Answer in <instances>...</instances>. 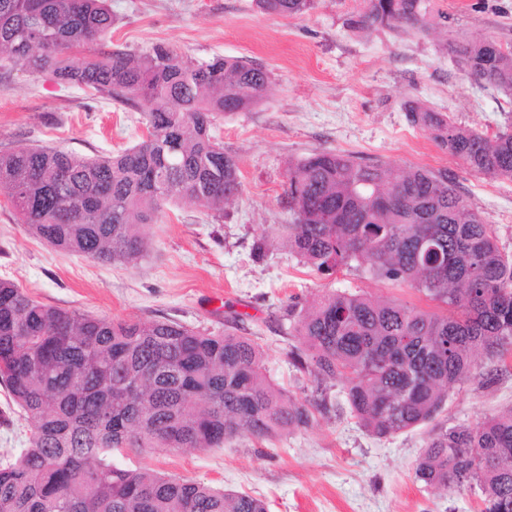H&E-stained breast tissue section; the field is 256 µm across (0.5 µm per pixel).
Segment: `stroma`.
Listing matches in <instances>:
<instances>
[{
  "mask_svg": "<svg viewBox=\"0 0 512 512\" xmlns=\"http://www.w3.org/2000/svg\"><path fill=\"white\" fill-rule=\"evenodd\" d=\"M112 44L136 54L163 43L179 54L213 55L264 65L271 83L261 102L225 115L216 134L239 163L242 193L223 217L180 201L145 225L146 255L102 264L49 245L20 224L0 194V280L52 306L107 319H169L213 333L236 328L264 356L266 375L298 399L315 385L292 365L297 346L288 305L312 304L327 291L367 294L427 307L407 285L377 279L368 264L317 274L283 245L291 223L289 160L332 149L407 171L416 166L455 174L462 194L498 244L512 254V181L478 174L429 134L411 126L408 104L449 114L492 134L512 121V96L473 83L449 56L452 39L494 36L512 42V0H431L434 24L397 35L361 30L350 20L361 0H315L302 16L260 12L254 0H111ZM139 111L58 84L47 73L0 70V151L51 145L82 156L108 155L138 143ZM266 234L264 256L253 245ZM489 360L451 389L449 424L477 423L512 408V368L486 384ZM336 412L266 441L242 435L224 447L176 453L162 448L125 463L208 482L263 498L269 512H475L478 496L415 478L429 431L421 425L386 439L359 426L345 408L343 384L329 391ZM31 424L0 386V461L24 447Z\"/></svg>",
  "mask_w": 512,
  "mask_h": 512,
  "instance_id": "obj_1",
  "label": "stroma"
}]
</instances>
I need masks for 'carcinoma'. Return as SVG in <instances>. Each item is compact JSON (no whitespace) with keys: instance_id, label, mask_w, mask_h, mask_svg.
I'll use <instances>...</instances> for the list:
<instances>
[{"instance_id":"obj_1","label":"carcinoma","mask_w":512,"mask_h":512,"mask_svg":"<svg viewBox=\"0 0 512 512\" xmlns=\"http://www.w3.org/2000/svg\"><path fill=\"white\" fill-rule=\"evenodd\" d=\"M265 13L303 15L314 0H256ZM429 0H363L357 28L397 34L430 25ZM108 0H0V56L50 72L141 111L148 136L116 154L50 147L0 152V193L52 246L103 263L146 249L142 226L177 200L216 213L242 192L236 158L213 134L250 110L270 81L241 58L145 56L94 46L112 29ZM448 53L483 87L512 95V44L453 40ZM409 123L471 170L512 181V122L489 136L418 105ZM282 225L289 249L322 275L366 262L442 312L331 291L288 316L294 367L316 383L305 403L263 373L248 336L172 320H107L44 304L0 281V382L31 420L27 446L0 465V512H267L264 500L204 482L128 468L154 448H221L307 426L331 410V383L362 427L383 438L431 423L478 360L512 358V254L473 212L448 170L396 174L381 162L314 150L289 163ZM425 485L478 489L480 512H512V408L476 424L434 427L417 460Z\"/></svg>"}]
</instances>
